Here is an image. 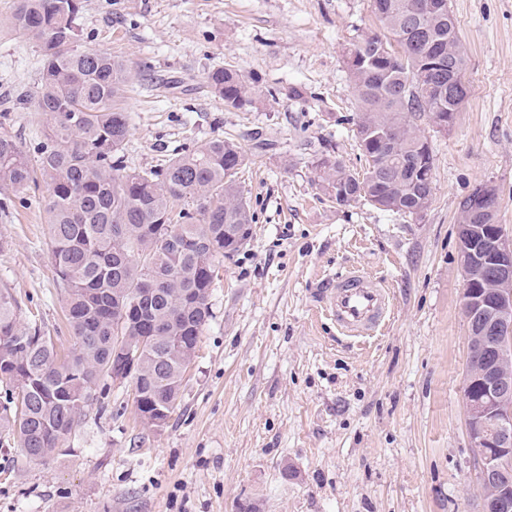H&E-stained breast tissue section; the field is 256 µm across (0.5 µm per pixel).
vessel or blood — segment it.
I'll list each match as a JSON object with an SVG mask.
<instances>
[{
  "instance_id": "obj_1",
  "label": "vessel or blood",
  "mask_w": 512,
  "mask_h": 512,
  "mask_svg": "<svg viewBox=\"0 0 512 512\" xmlns=\"http://www.w3.org/2000/svg\"><path fill=\"white\" fill-rule=\"evenodd\" d=\"M319 301L337 327L351 336L373 334L391 312L384 282L357 268L328 280Z\"/></svg>"
}]
</instances>
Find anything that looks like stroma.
Masks as SVG:
<instances>
[{
	"instance_id": "1",
	"label": "stroma",
	"mask_w": 512,
	"mask_h": 512,
	"mask_svg": "<svg viewBox=\"0 0 512 512\" xmlns=\"http://www.w3.org/2000/svg\"><path fill=\"white\" fill-rule=\"evenodd\" d=\"M78 3L84 46L130 72L128 166L157 169L233 138L254 223L213 282L214 317L167 424L142 426L127 381L46 459L1 442L0 512H480L457 224L461 202L490 182L512 233V0H449L468 95L448 130L417 119L435 182L420 216L340 206L315 183L325 151L364 169L344 55L375 28L372 0ZM12 12L0 0V132L33 158L43 121L16 99L38 94L41 59ZM227 65L252 87L239 109L207 79ZM293 87L302 99H289ZM46 201L41 183L0 191V288L67 350ZM352 265L384 278L394 299L367 339L343 335L319 303L326 278Z\"/></svg>"
}]
</instances>
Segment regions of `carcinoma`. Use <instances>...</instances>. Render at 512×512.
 I'll return each instance as SVG.
<instances>
[{
  "label": "carcinoma",
  "mask_w": 512,
  "mask_h": 512,
  "mask_svg": "<svg viewBox=\"0 0 512 512\" xmlns=\"http://www.w3.org/2000/svg\"><path fill=\"white\" fill-rule=\"evenodd\" d=\"M377 2L380 29L360 35L346 54L365 168L356 176L332 155L313 165L338 205L371 195L388 212L420 215L434 184L417 171L434 168V158L410 117L462 108L465 98L448 94V82L466 68L460 23L436 12L433 0ZM79 10L77 0H15L11 17L41 56V91L23 104L43 117L44 141L34 167L0 133V189L24 188L38 175L47 186L53 273L74 340L60 353L37 322H21L18 300L0 288V434L18 439L34 460L62 447L96 392L111 387L118 342L136 357L138 375L129 376L136 414L147 427L166 424L213 318L216 270L241 248L224 226L254 220L236 183L245 157L231 139L206 140L161 169L128 167L122 99L129 71L104 50L80 48ZM208 80L224 105L251 102L236 70H213ZM387 133L395 146L380 145Z\"/></svg>",
  "instance_id": "obj_1"
}]
</instances>
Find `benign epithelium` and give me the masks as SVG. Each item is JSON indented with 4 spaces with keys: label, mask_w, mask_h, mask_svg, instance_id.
<instances>
[{
    "label": "benign epithelium",
    "mask_w": 512,
    "mask_h": 512,
    "mask_svg": "<svg viewBox=\"0 0 512 512\" xmlns=\"http://www.w3.org/2000/svg\"><path fill=\"white\" fill-rule=\"evenodd\" d=\"M498 203L497 189L479 186L466 207L475 217L491 214ZM462 250L463 278L461 305L469 328L479 330L478 341L489 358L464 376V404L467 429L474 449L476 476L488 488L482 512H509L512 509V239L502 225L490 235L474 224L457 225ZM496 285L490 292L479 282L488 272Z\"/></svg>",
    "instance_id": "obj_1"
}]
</instances>
